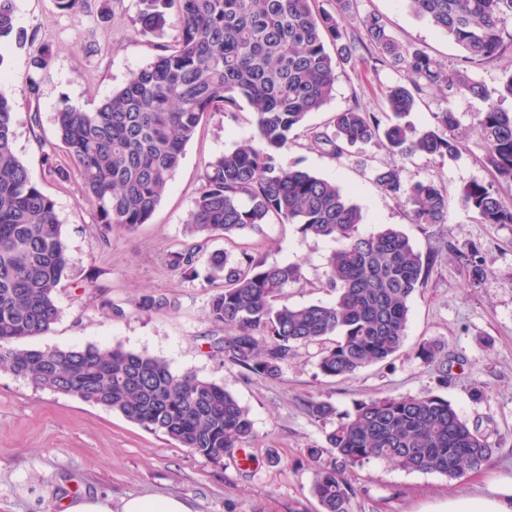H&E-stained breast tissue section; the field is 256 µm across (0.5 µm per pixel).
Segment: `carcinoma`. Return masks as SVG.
Here are the masks:
<instances>
[{
	"mask_svg": "<svg viewBox=\"0 0 512 512\" xmlns=\"http://www.w3.org/2000/svg\"><path fill=\"white\" fill-rule=\"evenodd\" d=\"M314 0H138L143 31L163 35L168 9L177 5L178 36L171 46L87 111L62 102L54 113L56 137L76 166L82 197L95 209L96 241L108 242L112 228L134 231L148 223L168 191L185 147L210 112L234 113L245 100L253 109L261 146L236 145L209 161L200 179L187 225L189 241L165 254L170 270L224 280L211 297L207 320L227 330L211 337L224 360L263 378L277 377L301 347L319 346L317 366L326 376L348 378L397 354L406 336L411 300L428 279L433 258L423 256L401 231L386 227L363 234L361 209L340 185L279 162L291 134L308 114L329 100L336 59L357 40ZM464 51V62L482 64L512 51V0H408ZM14 0H0V45L28 35L15 30ZM371 45L390 55L407 83L386 91L399 119L413 111L426 90L439 87L448 99L488 101L473 129L485 143L483 162L494 183L472 182L459 203L484 224H512V203L499 187L512 185V112L490 100L484 85L466 70L450 67L419 50L396 43L383 20L363 21ZM336 46V55L326 50ZM54 48L43 44L27 77L37 99L49 75ZM432 128L381 125L353 107L334 115L333 130L311 129L308 140L340 158L358 144L378 142L402 158L455 160L462 141L453 106L434 115ZM13 97L0 84V370L38 388L72 395L125 416L180 447L217 461L254 437L247 408L224 386L192 373L177 374L162 359L119 345L102 349L25 346L47 334L60 319L57 294L69 258L55 201L32 180L14 151ZM387 195L409 209L415 224L448 223V197L436 180L402 182L398 168L375 175ZM295 224L306 238L341 242L325 264L323 287L336 291L328 304H277L287 285L302 277L297 264L265 265L243 251L207 253L213 236L228 240L271 220ZM476 251L459 253L472 281L485 275ZM169 305L144 295L142 313ZM418 357L445 365L440 347L420 344ZM306 412L320 420L333 405L310 398ZM334 461L314 471L312 494L322 512H352L355 495L347 473L370 460L408 471L458 479L491 460L495 443L469 424L448 400L435 395L386 396L360 401L354 414L326 434Z\"/></svg>",
	"mask_w": 512,
	"mask_h": 512,
	"instance_id": "cac0c4a2",
	"label": "carcinoma"
}]
</instances>
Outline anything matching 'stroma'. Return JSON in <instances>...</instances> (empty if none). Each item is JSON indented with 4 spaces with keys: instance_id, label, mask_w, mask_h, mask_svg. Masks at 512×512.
I'll list each match as a JSON object with an SVG mask.
<instances>
[{
    "instance_id": "35a3bbf8",
    "label": "stroma",
    "mask_w": 512,
    "mask_h": 512,
    "mask_svg": "<svg viewBox=\"0 0 512 512\" xmlns=\"http://www.w3.org/2000/svg\"><path fill=\"white\" fill-rule=\"evenodd\" d=\"M314 7L337 16L360 41L339 62L330 100L309 115L279 160L341 184L363 211L362 232L393 226L437 261L410 303L404 346L395 357L352 378H329L317 367L316 347L309 346L278 378L266 379L224 361L210 347L206 313L223 281L188 279L163 262L166 251L188 240L186 224L205 163L242 141L256 140L251 107L241 105L231 117L207 115L151 220L133 233L114 228L109 243L98 245L95 210L82 201L80 177L56 146L53 114L63 99L86 110L96 107L155 57L160 45L172 43L177 28L168 26L160 38L144 32L137 0H89L78 12L59 10L56 0H15L16 27L34 36L32 43L12 49L1 67L15 103V149L33 180L55 200L71 259L57 296L61 317L46 335L35 338V345L119 344L159 357L176 373L223 384L249 410L254 437L216 463L118 413L0 371V512H63L65 499L82 495L108 496L116 505L130 495H177L190 501L194 512H321L311 493L313 472L332 456L326 452L313 460L309 448L324 445L337 419L353 413L358 402L384 396L447 399L498 449L491 463L456 480L406 471L384 460L356 467L350 474L353 512H437L450 494L482 492L492 481L512 483V224L481 223L458 203L465 185L492 179L482 163L485 144L472 129L483 102L451 100L437 89L419 98L408 116L415 126H433L435 113L450 106L460 118L462 153L442 164L419 156L402 159L372 143L334 158L306 136L308 129L326 128L333 115L356 105L390 122L384 91L405 83L406 75L387 57L368 65L374 48L364 37L367 16L382 17L397 43L445 64H457L463 51L414 15L406 0H315ZM45 43L58 52L33 104L25 81L38 45ZM34 105L41 116L35 130L28 119ZM46 150L68 169V179L48 173L42 160ZM393 165L407 184L441 180L448 192L447 223H411L407 210L380 190L375 170ZM472 246L486 271L476 285L456 258L457 251ZM334 247V241L305 238L295 225L274 221L208 244L209 251L225 250L235 257L245 251L268 264H301L302 279L283 291L282 301L290 305L334 301V293L322 286L325 259ZM144 294L168 298L169 308L136 311L133 304ZM111 303L126 309L124 319L109 316ZM425 341L447 354V374L418 357ZM312 397L330 402L335 417L309 416L304 403Z\"/></svg>"
}]
</instances>
